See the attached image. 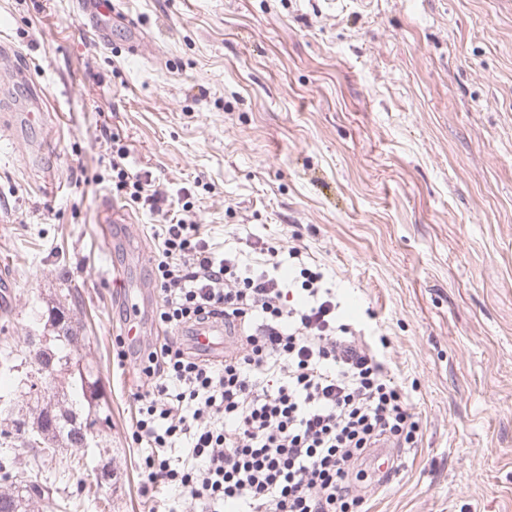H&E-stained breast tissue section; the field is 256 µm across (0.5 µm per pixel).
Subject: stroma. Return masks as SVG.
<instances>
[{"label": "stroma", "instance_id": "35a3bbf8", "mask_svg": "<svg viewBox=\"0 0 512 512\" xmlns=\"http://www.w3.org/2000/svg\"><path fill=\"white\" fill-rule=\"evenodd\" d=\"M115 2L144 55L106 49L74 0H0V330L40 333L32 308L70 289L112 416L108 506L56 496L42 512H149L168 494L143 491L141 381L112 365V270L157 302L162 221L117 226L135 253L101 242L116 147L193 202L215 250L298 248L344 318L386 338L423 437L366 512H512V0ZM24 73L49 128L25 122Z\"/></svg>", "mask_w": 512, "mask_h": 512}]
</instances>
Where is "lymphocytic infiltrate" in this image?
Listing matches in <instances>:
<instances>
[{
  "label": "lymphocytic infiltrate",
  "instance_id": "1",
  "mask_svg": "<svg viewBox=\"0 0 512 512\" xmlns=\"http://www.w3.org/2000/svg\"><path fill=\"white\" fill-rule=\"evenodd\" d=\"M112 188L161 211V191L121 150ZM163 213L149 273L155 321L175 332L220 322L235 336L217 363L178 339L115 336L118 365L134 361L145 384L131 440L146 484L178 490L194 512H363L371 450L422 437L379 349L341 320L297 248L256 240L266 264L255 268L215 252L190 204Z\"/></svg>",
  "mask_w": 512,
  "mask_h": 512
}]
</instances>
